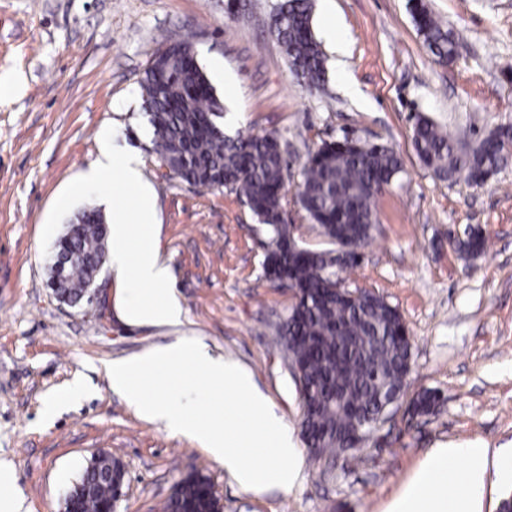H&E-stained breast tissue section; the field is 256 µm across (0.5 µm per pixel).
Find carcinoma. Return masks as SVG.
I'll list each match as a JSON object with an SVG mask.
<instances>
[{
	"label": "carcinoma",
	"instance_id": "cac0c4a2",
	"mask_svg": "<svg viewBox=\"0 0 512 512\" xmlns=\"http://www.w3.org/2000/svg\"><path fill=\"white\" fill-rule=\"evenodd\" d=\"M412 15L430 53L441 63L454 59L455 40L429 11L413 0ZM271 34L290 67L309 87L325 82L324 54L312 31L310 0H284L271 19ZM153 127L152 151L158 167L206 191L228 188L245 199L268 234L263 268L267 279L299 289V303L279 316L277 344L292 354L304 383L302 429L315 457L337 458L354 447L360 423L381 411L391 393L404 395L411 370L412 344L399 311L376 293L354 302L339 297L338 272L356 267L360 250L374 239L376 199L403 171L400 156L388 145L359 137L325 142L305 163L297 201L333 245L312 250L298 244L285 223L288 162L276 133L230 136L219 119L224 105L196 62L192 42L175 40L149 61L139 81ZM412 143L421 163L441 181L473 183L495 173L512 158V123L468 147L432 119L419 115ZM75 226V256L59 288L76 296L106 253L104 215L80 209ZM450 248L477 256L487 248L478 229ZM440 398L432 390L406 402L405 414L434 415ZM89 495H77L78 512H102L112 485L96 483ZM169 512H218L209 480L200 473L183 478L171 495Z\"/></svg>",
	"mask_w": 512,
	"mask_h": 512
}]
</instances>
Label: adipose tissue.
<instances>
[{
    "mask_svg": "<svg viewBox=\"0 0 512 512\" xmlns=\"http://www.w3.org/2000/svg\"><path fill=\"white\" fill-rule=\"evenodd\" d=\"M118 184L128 196L113 201L111 224L116 241L111 266L119 283L118 308L121 318L131 325L181 324L183 307L168 287L170 273L161 262L156 245L157 212L153 192L142 177L136 152L116 153L110 129L100 133L99 153L83 180L75 186L83 192L90 187ZM151 297H144V289ZM468 462L466 491L452 497L448 486L455 480L450 462ZM512 480V456L502 457L489 466L484 448L441 447L432 449L415 470L402 491L388 504L386 512H482L481 499L489 475Z\"/></svg>",
    "mask_w": 512,
    "mask_h": 512,
    "instance_id": "adipose-tissue-1",
    "label": "adipose tissue"
}]
</instances>
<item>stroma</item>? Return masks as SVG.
<instances>
[{"label": "stroma", "instance_id": "35a3bbf8", "mask_svg": "<svg viewBox=\"0 0 512 512\" xmlns=\"http://www.w3.org/2000/svg\"><path fill=\"white\" fill-rule=\"evenodd\" d=\"M282 0H0V458L12 463L28 512H60L92 455L127 470L119 512H163L192 473L214 485L220 512H384L429 452L442 445L512 452V161L486 183L448 184L419 161L415 114L474 142L512 121V0H427L457 43L438 63L409 0H311L315 37L335 15L346 40L323 42L326 81L312 91L292 72L268 24ZM190 39L226 106L224 130L281 134L288 141L285 220L304 247L328 246L297 202L307 158L351 134L392 147L403 170L377 199L372 244L342 285L396 307L412 342L406 395L434 390L426 423L402 413L363 451L336 463L305 456L284 495L241 490L193 441L139 418L112 391L107 363L193 339L212 356L246 366L295 441L301 398L271 325L292 304L263 271L267 237L229 190L200 192L162 175L139 81L166 38ZM142 158L156 195L159 256L184 308L177 327L124 322L111 269L104 301L71 308L53 296L48 264L66 229L58 199L96 159L99 133ZM481 228L480 256L462 260L448 234ZM78 400L45 419L73 382Z\"/></svg>", "mask_w": 512, "mask_h": 512}]
</instances>
